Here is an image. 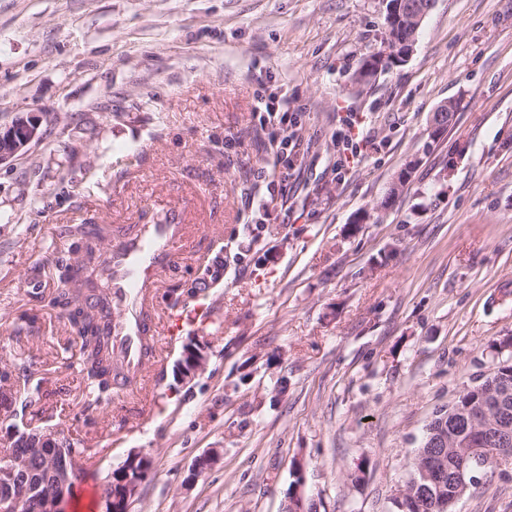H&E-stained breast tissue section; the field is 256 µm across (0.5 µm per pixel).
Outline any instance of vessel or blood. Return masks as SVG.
Here are the masks:
<instances>
[{
    "instance_id": "b4317fda",
    "label": "vessel or blood",
    "mask_w": 512,
    "mask_h": 512,
    "mask_svg": "<svg viewBox=\"0 0 512 512\" xmlns=\"http://www.w3.org/2000/svg\"><path fill=\"white\" fill-rule=\"evenodd\" d=\"M191 227L179 213L166 211L110 241L107 258L109 315L100 325L112 339L119 368L118 387L138 390L144 365L158 354L161 335H174L183 324L210 322L207 311L160 313L157 295L166 272L178 263Z\"/></svg>"
}]
</instances>
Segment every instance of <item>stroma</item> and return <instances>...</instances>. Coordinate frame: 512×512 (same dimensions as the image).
I'll return each mask as SVG.
<instances>
[{"instance_id": "35a3bbf8", "label": "stroma", "mask_w": 512, "mask_h": 512, "mask_svg": "<svg viewBox=\"0 0 512 512\" xmlns=\"http://www.w3.org/2000/svg\"><path fill=\"white\" fill-rule=\"evenodd\" d=\"M386 30L385 0H0V125L37 112L44 132L0 165V369L32 364L0 387V449L18 430L91 449L66 512H103L137 452L129 512H285L296 493L391 512L435 411L512 357L494 346L512 336V0H436L412 56L354 91ZM261 88L295 116L290 166ZM170 209L197 230L158 301L214 306L205 368L176 374L185 327L138 395L89 408L48 304L62 231ZM454 512H512V475ZM145 458V456L134 454L128 462H124L121 466L112 471V484H105L102 489V500L105 502L106 510L104 512H128L131 499L136 495L140 484L143 481V475L132 477L131 472L135 467L137 459ZM120 480H117L116 477ZM124 486V497L116 492V485ZM123 510V511H122Z\"/></svg>"}]
</instances>
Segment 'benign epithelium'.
Listing matches in <instances>:
<instances>
[{
    "mask_svg": "<svg viewBox=\"0 0 512 512\" xmlns=\"http://www.w3.org/2000/svg\"><path fill=\"white\" fill-rule=\"evenodd\" d=\"M42 116L36 112H28L17 116L11 125L0 127V165L13 159L32 142L42 137ZM207 360L205 345L197 340L185 344L183 357L180 362L182 379L194 377L201 371ZM489 414L477 415L470 413L471 421H480L473 425L472 435L465 441L470 446L468 456L463 458L454 472L453 479L462 483H477L468 480V458L484 453L496 456L499 469L512 464V455L499 452L512 444V428L497 425L498 432L489 431L486 421ZM15 444L22 451L0 452V512H27L33 487L25 478L30 457L38 458L44 479L39 482L42 491L39 495L41 512H61L62 498L55 490L67 486L72 477L82 467L85 455L80 453L73 444L72 438L60 432L40 433L26 432L18 435ZM141 455L134 454L131 459L112 471V483H107L102 489V500L105 502V512H129L131 499L136 495L143 478L131 476L137 459ZM422 481L433 486L444 483L448 475L445 454L429 456L420 466ZM422 493H416L407 487L398 490L393 497V503L399 512H414Z\"/></svg>",
    "mask_w": 512,
    "mask_h": 512,
    "instance_id": "7a95c632",
    "label": "benign epithelium"
}]
</instances>
